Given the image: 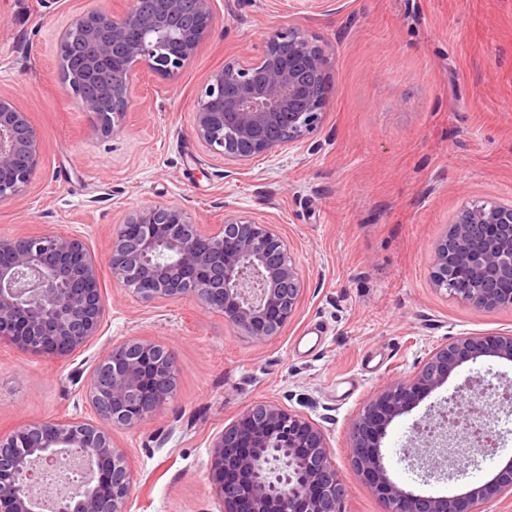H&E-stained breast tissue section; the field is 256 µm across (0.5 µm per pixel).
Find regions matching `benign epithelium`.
I'll list each match as a JSON object with an SVG mask.
<instances>
[{
	"mask_svg": "<svg viewBox=\"0 0 512 512\" xmlns=\"http://www.w3.org/2000/svg\"><path fill=\"white\" fill-rule=\"evenodd\" d=\"M182 0H139L121 10L95 8L77 16L60 38V56L79 42L81 63L68 84L93 131H115L131 103L130 71L143 63L157 76L177 75L211 32V0H196L197 25L181 18ZM293 53L279 54L284 40ZM329 62L304 31L276 29L264 49L229 60L197 98L194 135L211 153L243 164L278 151L266 130L288 118L300 146L322 120L326 97L308 79L328 81ZM112 84H107V75ZM97 84L112 106L82 96ZM39 129L29 113L0 94V201L22 194L41 164ZM493 232L476 240L473 224ZM107 263L112 280L144 302L195 297L224 314L241 336L257 342L282 333L304 292L288 242L271 225L231 216L214 234L171 204L135 210L118 226L106 254H96L76 234L43 233L0 238V340L33 356L66 358L98 335L107 311L99 278ZM512 275V202L462 206L434 248L431 281L477 311L512 306V294L494 295L484 284ZM512 360V333L459 336L436 347L405 380L382 389L350 433L352 462L379 496L384 512H479L482 501L512 492L508 467L478 492L421 496L391 480L382 440L393 420L441 387L456 369L481 357ZM176 362L162 342L129 337L112 344L85 378L95 421H41L0 435V512H128L133 490L130 463L115 445L114 429L134 428L155 415L175 390ZM483 393L467 382L444 399L453 429L426 436L414 454L425 477L455 457L496 452ZM486 431L462 439L455 428ZM65 458L83 470L81 487L63 504L50 505L17 484L41 464ZM211 474L224 512H342L345 485L332 462L322 429L301 412L260 401L245 409L211 447Z\"/></svg>",
	"mask_w": 512,
	"mask_h": 512,
	"instance_id": "7a95c632",
	"label": "benign epithelium"
}]
</instances>
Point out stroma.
<instances>
[{
  "label": "stroma",
  "instance_id": "obj_1",
  "mask_svg": "<svg viewBox=\"0 0 512 512\" xmlns=\"http://www.w3.org/2000/svg\"><path fill=\"white\" fill-rule=\"evenodd\" d=\"M126 0H0V92L42 133L41 168L0 202V237L75 233L98 254L133 210L185 208L205 230L225 217L271 224L303 275L299 307L273 340L237 335L197 300L144 303L100 272L107 312L67 358L0 340V435L28 422L94 420L82 375L131 336L175 356L172 399L113 432L131 465L130 512H219L211 446L252 403L321 425L346 486L343 512H382L355 470L349 433L376 393L413 374L453 337L512 331V307L476 311L430 282L434 247L473 201L512 200V0H213L214 28L171 79L140 65L117 131L86 122L62 78V32L93 7ZM305 31L329 59L328 94L307 148L284 147L224 175L192 134L197 98L230 59L270 32ZM512 393V362L483 357L388 428L390 477L424 496L483 485L512 459V402L499 408L496 456L453 479H424L403 455L413 426L464 382Z\"/></svg>",
  "mask_w": 512,
  "mask_h": 512
}]
</instances>
